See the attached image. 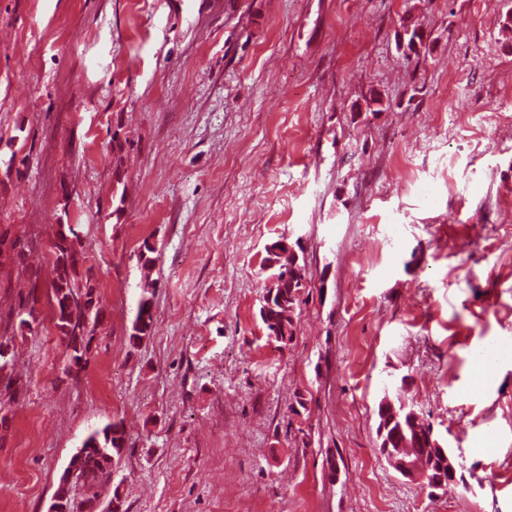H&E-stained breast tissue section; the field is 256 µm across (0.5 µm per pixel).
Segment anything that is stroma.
Returning a JSON list of instances; mask_svg holds the SVG:
<instances>
[{"mask_svg":"<svg viewBox=\"0 0 512 512\" xmlns=\"http://www.w3.org/2000/svg\"><path fill=\"white\" fill-rule=\"evenodd\" d=\"M511 9L0 0V225L24 239L0 319L31 294L39 323L0 381V512H47L112 421L128 442L98 504L122 512H512ZM411 21L426 59L396 47ZM58 224L79 225L102 310L71 375L47 279ZM282 237L306 281L279 347L259 308ZM147 290L156 325L135 344ZM387 388L463 484L429 492L379 455Z\"/></svg>","mask_w":512,"mask_h":512,"instance_id":"35a3bbf8","label":"stroma"}]
</instances>
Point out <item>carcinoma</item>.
<instances>
[{"instance_id":"carcinoma-1","label":"carcinoma","mask_w":512,"mask_h":512,"mask_svg":"<svg viewBox=\"0 0 512 512\" xmlns=\"http://www.w3.org/2000/svg\"><path fill=\"white\" fill-rule=\"evenodd\" d=\"M422 25L403 27L398 34L397 46L406 57H425L430 51V39L423 38ZM78 225L59 224L49 244L53 258L51 282V305L59 309L55 321L62 342L68 351V369L80 367L86 360L92 335L90 324L98 320L96 303L83 307L70 302V296L93 290L90 282L79 283V264L82 254L78 251ZM22 245L18 239L0 231V266L10 265L20 254ZM267 268L273 270L270 284L265 287L260 313L268 341L283 347L293 338V314L304 287L305 262L291 252L282 241H276L267 248ZM155 326L152 298L143 295L132 325L130 340L135 342L150 335ZM378 424L376 434L378 448H389L401 457L425 462L426 448L435 439L430 427L418 420L414 406L399 398L391 399L385 394L377 408ZM128 442L127 433L120 422L108 423L92 430L82 443L84 456L79 461L80 473L88 490H93L103 476H110L114 460L120 457Z\"/></svg>"}]
</instances>
